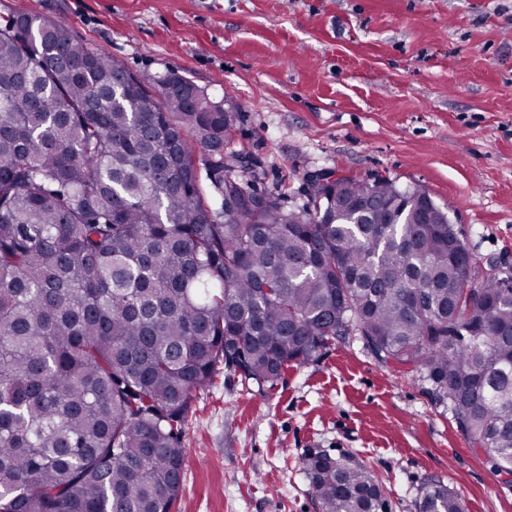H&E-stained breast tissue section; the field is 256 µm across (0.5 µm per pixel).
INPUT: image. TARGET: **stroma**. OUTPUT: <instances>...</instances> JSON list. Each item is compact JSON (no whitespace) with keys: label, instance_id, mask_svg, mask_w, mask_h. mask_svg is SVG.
<instances>
[{"label":"stroma","instance_id":"obj_1","mask_svg":"<svg viewBox=\"0 0 512 512\" xmlns=\"http://www.w3.org/2000/svg\"><path fill=\"white\" fill-rule=\"evenodd\" d=\"M31 12L232 105L233 146L260 164L249 184L287 207L317 170L388 179L449 206L474 273L512 268V0H0V23ZM183 443L177 512H316L311 449L355 457L389 512H417L431 478L466 512H512L427 382L354 336L271 388L219 370Z\"/></svg>","mask_w":512,"mask_h":512}]
</instances>
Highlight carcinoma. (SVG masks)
<instances>
[{"mask_svg": "<svg viewBox=\"0 0 512 512\" xmlns=\"http://www.w3.org/2000/svg\"><path fill=\"white\" fill-rule=\"evenodd\" d=\"M235 122L58 21L0 26V512H173L193 392L221 366L272 387L343 335L512 475V272L476 278L419 188H250ZM302 464L318 512H387L353 457ZM418 512L464 505L428 480Z\"/></svg>", "mask_w": 512, "mask_h": 512, "instance_id": "1", "label": "carcinoma"}]
</instances>
